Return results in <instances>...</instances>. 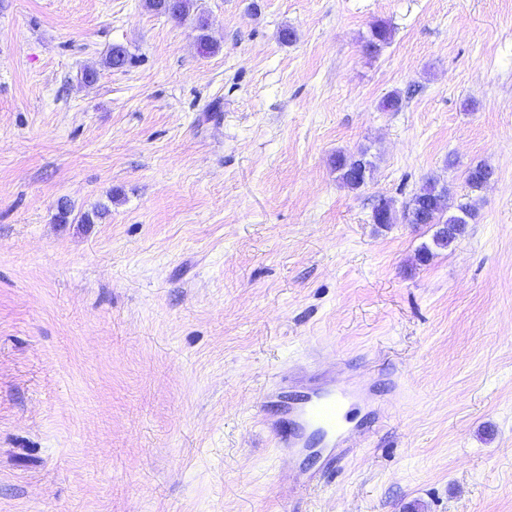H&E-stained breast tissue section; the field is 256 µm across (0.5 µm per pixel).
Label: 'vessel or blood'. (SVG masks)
<instances>
[{
	"label": "vessel or blood",
	"mask_w": 512,
	"mask_h": 512,
	"mask_svg": "<svg viewBox=\"0 0 512 512\" xmlns=\"http://www.w3.org/2000/svg\"><path fill=\"white\" fill-rule=\"evenodd\" d=\"M278 395L283 407L281 420L269 424L276 447L299 454L309 447L312 434H321L329 448L347 447L351 432L344 427L341 414L351 392L346 385L327 378L301 395L290 393L288 383H280Z\"/></svg>",
	"instance_id": "vessel-or-blood-1"
}]
</instances>
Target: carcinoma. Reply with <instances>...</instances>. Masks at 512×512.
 Wrapping results in <instances>:
<instances>
[{
  "label": "carcinoma",
  "mask_w": 512,
  "mask_h": 512,
  "mask_svg": "<svg viewBox=\"0 0 512 512\" xmlns=\"http://www.w3.org/2000/svg\"><path fill=\"white\" fill-rule=\"evenodd\" d=\"M390 36L389 29L384 24H376L372 27L371 37L367 42V48L378 51ZM132 56L126 47L122 45L112 46V50L104 59V64L112 69H123L131 64ZM336 171L340 173L343 183L350 189L356 190L366 184L371 173L372 163L366 159V154L338 153L333 160ZM492 169L484 164H478L468 171L467 182L473 189H481L485 186L487 176ZM459 214H449V190L434 177L425 178L419 191L415 192L405 205L402 217H397L386 198L378 200L373 208V223L394 224L402 219L407 224H466L475 216L474 207L470 203L457 205Z\"/></svg>",
  "instance_id": "carcinoma-1"
}]
</instances>
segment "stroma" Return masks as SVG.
I'll list each match as a JSON object with an SVG mask.
<instances>
[{"instance_id":"obj_1","label":"stroma","mask_w":512,"mask_h":512,"mask_svg":"<svg viewBox=\"0 0 512 512\" xmlns=\"http://www.w3.org/2000/svg\"><path fill=\"white\" fill-rule=\"evenodd\" d=\"M323 376L327 473L261 424ZM0 512H512V0H0ZM336 171L343 183L350 189H360L366 184L371 173L372 163L366 159L365 152L359 154L338 153L333 160ZM449 190L434 177L425 178L419 191L415 192L405 205L402 220L407 224H455L452 228L464 232L468 220L475 216L472 204H458L456 208L462 215H448Z\"/></svg>"}]
</instances>
